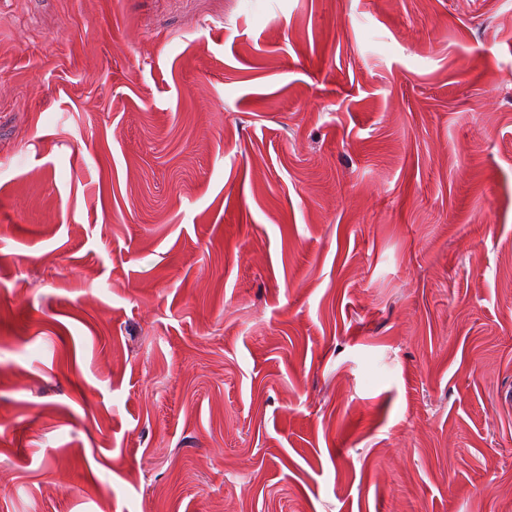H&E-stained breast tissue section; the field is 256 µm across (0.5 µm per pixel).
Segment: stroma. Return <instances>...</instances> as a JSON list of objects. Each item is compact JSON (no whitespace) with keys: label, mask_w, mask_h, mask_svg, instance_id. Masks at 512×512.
<instances>
[{"label":"stroma","mask_w":512,"mask_h":512,"mask_svg":"<svg viewBox=\"0 0 512 512\" xmlns=\"http://www.w3.org/2000/svg\"><path fill=\"white\" fill-rule=\"evenodd\" d=\"M0 512H512V0H0Z\"/></svg>","instance_id":"1"}]
</instances>
